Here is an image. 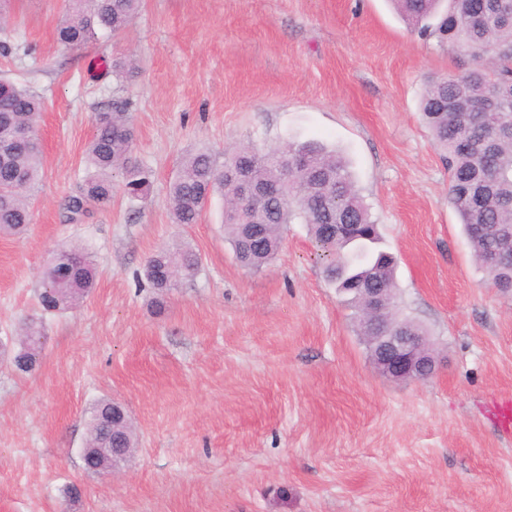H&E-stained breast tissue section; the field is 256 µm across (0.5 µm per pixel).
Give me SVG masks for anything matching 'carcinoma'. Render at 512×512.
Returning <instances> with one entry per match:
<instances>
[{
	"mask_svg": "<svg viewBox=\"0 0 512 512\" xmlns=\"http://www.w3.org/2000/svg\"><path fill=\"white\" fill-rule=\"evenodd\" d=\"M410 29L434 37L472 60L462 75L432 78L422 94L421 110L436 145L446 155L450 180L448 204L463 224L475 260L503 293L512 292V0H392ZM140 0H68L67 14L56 28V39L70 49L84 48L99 32L117 36L136 15ZM43 110L37 94L10 79H0V234L18 235L31 222L26 194L39 183L43 151L37 139L17 140L22 129L36 133ZM95 134L87 152V169L79 192L65 203L66 218L80 219L83 206L106 207L112 202V174L124 178L131 199L147 197L150 174L132 163L135 129L127 102L117 96L112 106L95 113ZM304 166L289 167L292 159ZM250 167L259 180L288 183V198L268 197L243 202L229 173ZM224 196V235L236 259L251 271L267 266L278 254L283 228L294 222L308 233L325 260L324 272L343 302L352 310L357 334L371 330V320L406 324L411 334L425 333L398 309L394 258L378 248V224L358 189L344 155L318 142L282 148L243 143L218 161L198 152L183 159L169 187L174 222L197 224L210 198ZM346 224L333 236L328 225ZM57 264L43 271L38 295L45 313H60L88 295L97 277L94 255L84 248L56 251ZM201 264L190 247H160L147 259L144 276L162 297ZM363 288H381L386 301L372 316L364 315ZM40 326L25 324L19 349L10 365L32 373L40 365ZM110 400L91 410L88 448H134L135 434L112 423Z\"/></svg>",
	"mask_w": 512,
	"mask_h": 512,
	"instance_id": "1",
	"label": "carcinoma"
}]
</instances>
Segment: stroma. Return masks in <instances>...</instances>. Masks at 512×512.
<instances>
[{
  "instance_id": "1",
  "label": "stroma",
  "mask_w": 512,
  "mask_h": 512,
  "mask_svg": "<svg viewBox=\"0 0 512 512\" xmlns=\"http://www.w3.org/2000/svg\"><path fill=\"white\" fill-rule=\"evenodd\" d=\"M66 0H10L0 77L44 100L33 221L0 235V347L39 314L40 272L78 244L98 275L74 309L44 317L39 369L0 364V512H512V294L485 279L448 204V165L419 111L428 79L469 60L420 38L387 0H141L121 38L59 45ZM133 56L116 84L102 59ZM128 100L133 159L152 175L129 201L66 222L94 114ZM339 148L397 259L402 303L427 330L435 374L378 372L322 272L305 225L264 271L224 240V201L174 223L169 184L197 150L241 141ZM190 245L197 274L151 305L157 248ZM127 408L138 449L114 478L81 450L93 405ZM78 500H69V487Z\"/></svg>"
}]
</instances>
